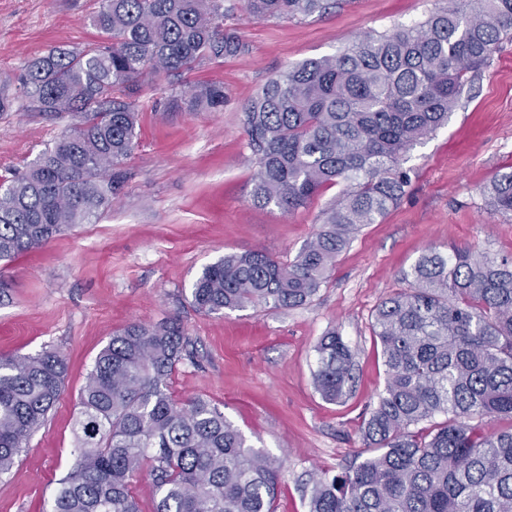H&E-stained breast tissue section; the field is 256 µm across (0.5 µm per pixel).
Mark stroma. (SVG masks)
Returning <instances> with one entry per match:
<instances>
[{"instance_id": "stroma-1", "label": "stroma", "mask_w": 512, "mask_h": 512, "mask_svg": "<svg viewBox=\"0 0 512 512\" xmlns=\"http://www.w3.org/2000/svg\"><path fill=\"white\" fill-rule=\"evenodd\" d=\"M230 21L246 53L185 74L183 85L220 82L223 109L152 110L163 80L140 81L138 143L120 189L98 219L9 263H0V356L53 349L66 361L64 387L48 420L12 471L0 477V512H48L74 469L72 424L86 376L113 334L132 322L179 317L189 354L169 381L174 399L218 406L256 447L281 463L275 512H307L311 474L362 461L366 411L384 390L386 368L372 329L385 298L426 250L449 247L512 255V216L487 207L482 189L512 171V39L474 73L448 123L411 149L406 193L377 224L363 226L336 259L313 301L271 310L249 306L204 315L190 305L193 281L224 255L265 250L290 262L319 230L345 184L288 213L258 205V166L244 106L268 78L306 59L339 53L353 39L423 20L437 0H336L327 14L253 19L242 0ZM99 0H0V176L24 169L72 128L70 112H29L26 63L52 47L98 43ZM339 332L354 355L353 392L330 404L313 384L315 347Z\"/></svg>"}]
</instances>
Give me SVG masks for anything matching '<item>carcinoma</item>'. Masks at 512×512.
Returning <instances> with one entry per match:
<instances>
[{
  "label": "carcinoma",
  "mask_w": 512,
  "mask_h": 512,
  "mask_svg": "<svg viewBox=\"0 0 512 512\" xmlns=\"http://www.w3.org/2000/svg\"><path fill=\"white\" fill-rule=\"evenodd\" d=\"M255 19L322 15L332 0H244ZM224 0H100L103 44L55 47L21 76L32 112L79 123L28 169L0 182V262L87 224L120 183L138 137L133 89L149 71L178 78L248 50L226 25ZM512 38V0H446L425 20L349 43L271 76L247 107L258 156L256 204L287 212L328 184L348 190L290 263L264 251L228 254L191 288L205 315L248 305L310 303L336 256L405 195L401 157L448 122L469 74ZM224 85L172 93L164 110L224 106ZM512 215V172L483 189ZM408 289L373 315L386 381L364 419L371 455L312 475L308 512H512V257L430 249L404 273ZM177 319L131 323L99 352L80 392L77 464L49 512H140L133 481L150 463L154 512H274L277 460L202 398L176 401L169 380L187 355ZM314 384L329 403L353 391V354L331 331L317 346ZM59 354L0 357V476L9 473L60 396ZM441 417L428 432L419 428Z\"/></svg>",
  "instance_id": "obj_1"
}]
</instances>
